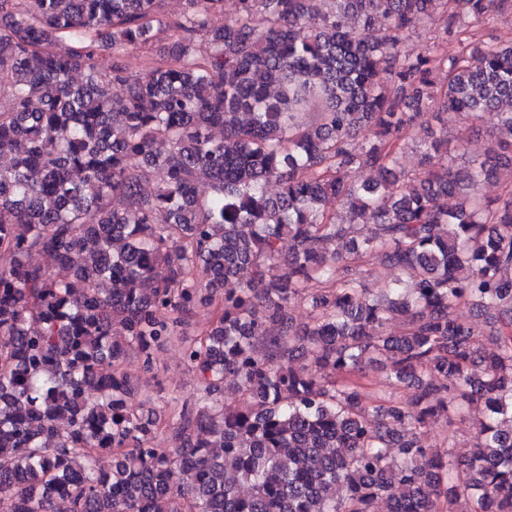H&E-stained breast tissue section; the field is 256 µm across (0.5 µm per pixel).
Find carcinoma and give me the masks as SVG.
<instances>
[{
  "label": "carcinoma",
  "mask_w": 512,
  "mask_h": 512,
  "mask_svg": "<svg viewBox=\"0 0 512 512\" xmlns=\"http://www.w3.org/2000/svg\"><path fill=\"white\" fill-rule=\"evenodd\" d=\"M161 2L0 0V495L13 512H512V45L462 38L512 0H185L170 19ZM423 22L432 55L413 56ZM427 109L507 138L461 167L434 136L410 176L400 140ZM503 168L504 194L471 192ZM377 254L398 274L371 288ZM176 339L204 389L168 416L167 456L122 364L150 370ZM365 359L393 387L372 406ZM450 412L473 420L462 457L421 439Z\"/></svg>",
  "instance_id": "carcinoma-1"
}]
</instances>
